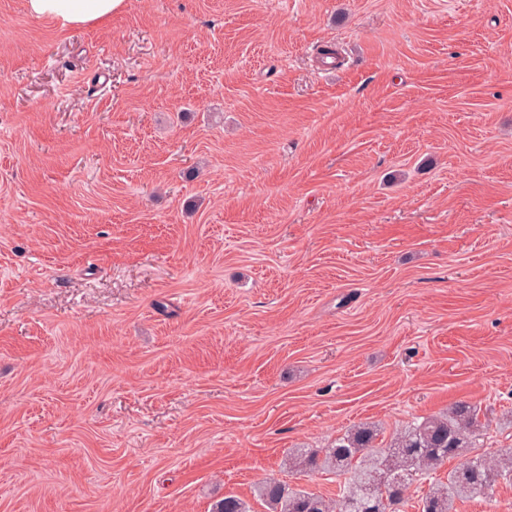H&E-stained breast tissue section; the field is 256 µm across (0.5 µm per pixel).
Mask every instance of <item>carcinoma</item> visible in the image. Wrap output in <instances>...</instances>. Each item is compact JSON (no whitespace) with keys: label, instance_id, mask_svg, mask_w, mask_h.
<instances>
[{"label":"carcinoma","instance_id":"obj_1","mask_svg":"<svg viewBox=\"0 0 512 512\" xmlns=\"http://www.w3.org/2000/svg\"><path fill=\"white\" fill-rule=\"evenodd\" d=\"M481 424L476 407L458 402L447 411L414 421L376 443L377 430L361 425L320 451L292 450L288 469L338 477L336 499L275 480H262L254 497L268 512H400L409 488L428 484L419 512H455L458 502L485 496L496 484H512V448L486 455L475 451ZM459 464L446 478L434 474L448 461ZM212 512H252L236 495L218 500Z\"/></svg>","mask_w":512,"mask_h":512}]
</instances>
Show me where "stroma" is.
I'll list each match as a JSON object with an SVG mask.
<instances>
[{"mask_svg":"<svg viewBox=\"0 0 512 512\" xmlns=\"http://www.w3.org/2000/svg\"><path fill=\"white\" fill-rule=\"evenodd\" d=\"M457 402L512 448V0H0V512L332 497L289 450ZM124 0H27L30 14L50 17L62 27L87 26L105 21L124 6Z\"/></svg>","mask_w":512,"mask_h":512,"instance_id":"1","label":"stroma"}]
</instances>
